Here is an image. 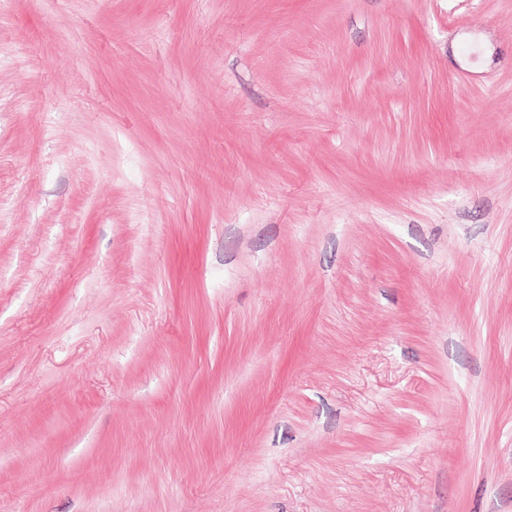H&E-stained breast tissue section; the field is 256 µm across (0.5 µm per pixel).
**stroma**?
<instances>
[{
    "label": "stroma",
    "mask_w": 512,
    "mask_h": 512,
    "mask_svg": "<svg viewBox=\"0 0 512 512\" xmlns=\"http://www.w3.org/2000/svg\"><path fill=\"white\" fill-rule=\"evenodd\" d=\"M0 512H512V0H0Z\"/></svg>",
    "instance_id": "35a3bbf8"
}]
</instances>
